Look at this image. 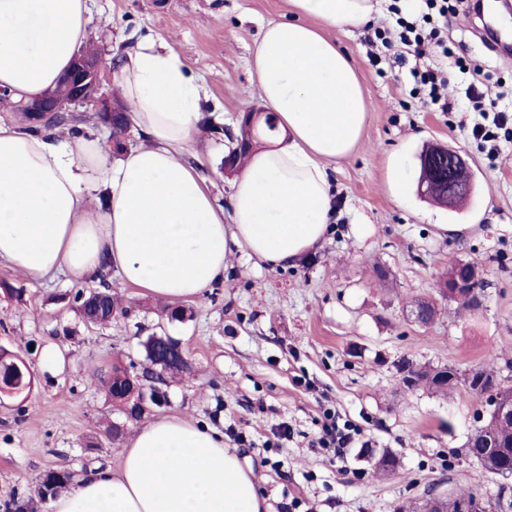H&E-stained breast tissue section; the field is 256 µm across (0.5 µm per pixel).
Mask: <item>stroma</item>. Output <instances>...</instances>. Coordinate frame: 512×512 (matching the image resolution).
Segmentation results:
<instances>
[{"label":"stroma","instance_id":"obj_1","mask_svg":"<svg viewBox=\"0 0 512 512\" xmlns=\"http://www.w3.org/2000/svg\"><path fill=\"white\" fill-rule=\"evenodd\" d=\"M90 34L109 50L144 40L176 52L208 94L211 127L197 133L202 175L218 203L230 180L221 164L226 133L260 106L250 58L264 24L290 19L287 0H89ZM477 18H448V44L500 85L496 110L512 112V52L486 46ZM365 89L368 113L352 152L336 162L332 187L341 209L321 250L293 267L230 256L226 280L190 302L178 322L164 303L119 285L129 309L105 327L83 323L62 301L77 283L58 274L34 285L0 263V347L34 372L26 396L0 399V504L33 495L49 469L81 470L87 455L116 467L136 430L107 398L102 373L112 364H144L150 336L179 340L191 373L169 378L151 417L183 415L224 434L247 458L268 512H397L427 492L446 495L471 484L476 465L463 454L475 398L459 389L440 396L400 384L396 363L449 365L464 372L492 358L512 378V138L489 156L471 136L478 120L465 101L439 112L411 97L410 67L386 48L369 52L364 32L339 36ZM431 144L459 150L474 177L473 195L445 208L417 193L418 156ZM404 170L394 179V165ZM485 269V304L461 310L439 299L437 282L453 260ZM388 271L379 279L376 266ZM438 298L425 327L411 323L409 301ZM56 342L66 368L47 371L42 348ZM332 409L361 431L342 456L316 448ZM124 423L123 439L107 436ZM94 440L86 452V440ZM391 450L401 466L382 477L372 456Z\"/></svg>","mask_w":512,"mask_h":512}]
</instances>
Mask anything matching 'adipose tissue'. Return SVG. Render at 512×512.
I'll list each match as a JSON object with an SVG mask.
<instances>
[{
  "instance_id": "ef3b65f1",
  "label": "adipose tissue",
  "mask_w": 512,
  "mask_h": 512,
  "mask_svg": "<svg viewBox=\"0 0 512 512\" xmlns=\"http://www.w3.org/2000/svg\"><path fill=\"white\" fill-rule=\"evenodd\" d=\"M252 51L276 146L257 150L219 205L187 156L206 93L171 49L117 55L112 83L145 145L110 163L103 138L35 134L0 120V262L30 282L93 278L172 303L223 283L236 252L287 265L322 247L334 213L329 173L359 142L364 89L335 33L362 29L380 0H287ZM88 0H0V87L16 101L54 88L88 39ZM49 512H266L254 474L219 431L166 416L140 427L109 474L87 475Z\"/></svg>"
}]
</instances>
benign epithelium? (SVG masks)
Returning a JSON list of instances; mask_svg holds the SVG:
<instances>
[{
	"label": "benign epithelium",
	"instance_id": "7a95c632",
	"mask_svg": "<svg viewBox=\"0 0 512 512\" xmlns=\"http://www.w3.org/2000/svg\"><path fill=\"white\" fill-rule=\"evenodd\" d=\"M110 67L107 50L94 46L83 48L75 55L65 84V90H48L41 97L19 104L17 112L26 126L44 124L52 115L59 112H74L80 107L90 106L93 111L112 115V124L125 127L123 138L131 135L127 107L118 99L102 92L100 75ZM229 154L224 157V171L236 170V158L253 146L250 140H231ZM424 176L417 184V192L427 197L434 186L440 188V202L452 207L474 191V181L469 166L459 151L446 147H435L421 158ZM484 283L483 271L475 263H463L444 276L438 291L456 300L483 302L480 288ZM512 391V385L502 380H493L484 387L485 410L499 419L512 418V397L505 394Z\"/></svg>",
	"mask_w": 512,
	"mask_h": 512
}]
</instances>
